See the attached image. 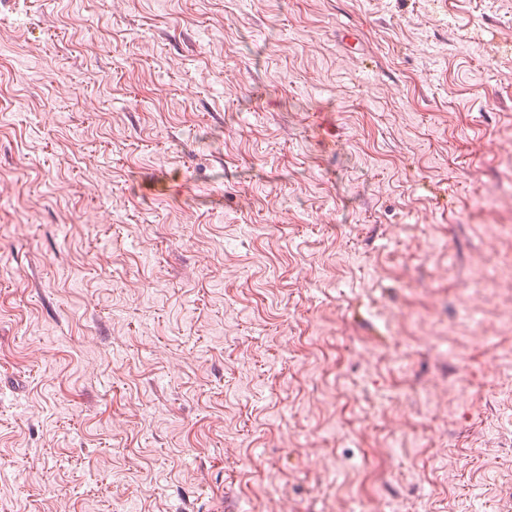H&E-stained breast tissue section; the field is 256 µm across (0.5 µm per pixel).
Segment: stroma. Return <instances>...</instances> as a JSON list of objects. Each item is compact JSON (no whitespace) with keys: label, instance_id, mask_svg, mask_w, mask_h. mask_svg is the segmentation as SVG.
<instances>
[{"label":"stroma","instance_id":"stroma-1","mask_svg":"<svg viewBox=\"0 0 512 512\" xmlns=\"http://www.w3.org/2000/svg\"><path fill=\"white\" fill-rule=\"evenodd\" d=\"M508 154L512 0H0V512H499Z\"/></svg>","mask_w":512,"mask_h":512}]
</instances>
